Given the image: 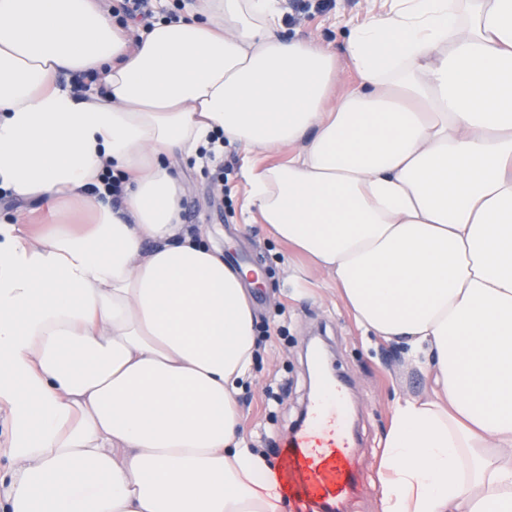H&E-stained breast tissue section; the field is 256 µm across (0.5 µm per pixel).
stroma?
I'll use <instances>...</instances> for the list:
<instances>
[{"label":"stroma","mask_w":512,"mask_h":512,"mask_svg":"<svg viewBox=\"0 0 512 512\" xmlns=\"http://www.w3.org/2000/svg\"><path fill=\"white\" fill-rule=\"evenodd\" d=\"M373 0H335L332 8L285 21L291 36L342 50L346 27L373 8ZM224 183L201 165L176 160L184 184L182 222L204 242L224 252L225 262L247 266L258 256L260 282L249 294L262 332L252 380L239 395L241 429L273 463H284L283 446L299 419L308 388L304 351L309 339L323 341L336 376L346 378L354 429L360 437L362 489L348 512H378L377 462L390 422L394 391L418 393L430 381L402 367L394 345L363 335L337 299L328 276L245 213L247 187L242 155L225 146Z\"/></svg>","instance_id":"1"}]
</instances>
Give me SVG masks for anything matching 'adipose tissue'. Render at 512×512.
I'll return each instance as SVG.
<instances>
[{
	"label": "adipose tissue",
	"instance_id": "1",
	"mask_svg": "<svg viewBox=\"0 0 512 512\" xmlns=\"http://www.w3.org/2000/svg\"><path fill=\"white\" fill-rule=\"evenodd\" d=\"M388 2L339 55L280 0L137 40L96 0H0V195L37 206L0 219V512H284L240 429L246 272L184 231L166 163L219 135L263 227L430 380L392 405L380 512H512V0Z\"/></svg>",
	"mask_w": 512,
	"mask_h": 512
}]
</instances>
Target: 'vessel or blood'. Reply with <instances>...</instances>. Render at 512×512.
<instances>
[{
  "instance_id": "vessel-or-blood-1",
  "label": "vessel or blood",
  "mask_w": 512,
  "mask_h": 512,
  "mask_svg": "<svg viewBox=\"0 0 512 512\" xmlns=\"http://www.w3.org/2000/svg\"><path fill=\"white\" fill-rule=\"evenodd\" d=\"M345 380L327 384L286 439L288 469L303 479L316 512H345L360 489L356 443L345 423Z\"/></svg>"
}]
</instances>
